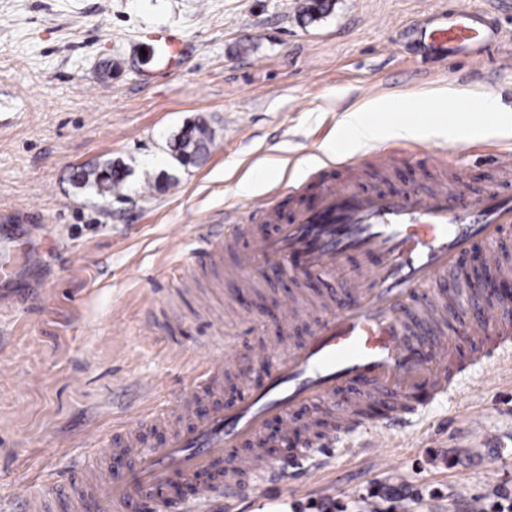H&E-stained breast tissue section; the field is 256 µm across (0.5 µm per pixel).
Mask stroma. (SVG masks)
<instances>
[{
    "label": "stroma",
    "instance_id": "1",
    "mask_svg": "<svg viewBox=\"0 0 512 512\" xmlns=\"http://www.w3.org/2000/svg\"><path fill=\"white\" fill-rule=\"evenodd\" d=\"M0 0V512L17 486L92 480L114 472V450L157 447L189 418L224 404L229 385L259 381L242 357L217 383L195 379L205 351L233 337L242 352L284 356L305 322L259 319V308L302 298L311 310L342 279L242 275L200 252L207 229L285 182L281 216L314 202L304 180L326 160L346 111L390 96L417 108L452 92L433 120L482 122L459 100L482 92L512 114V0ZM485 10L499 36L473 59L425 58L415 33L433 12ZM184 40L183 64L149 76L143 34ZM205 122L207 155L180 164L171 143ZM510 134L447 144V164L424 166L415 140L394 139L338 167L330 180L364 190L470 198L512 184L490 149ZM112 163L120 195L85 184ZM168 175L172 184L158 188ZM157 325L143 338L144 321ZM465 400L439 398L406 431L363 447L340 443L311 500L279 486L262 512H474L512 499V378L492 365ZM150 382L143 392L138 382ZM158 409L121 421L125 407Z\"/></svg>",
    "mask_w": 512,
    "mask_h": 512
}]
</instances>
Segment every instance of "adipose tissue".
<instances>
[{
	"label": "adipose tissue",
	"mask_w": 512,
	"mask_h": 512,
	"mask_svg": "<svg viewBox=\"0 0 512 512\" xmlns=\"http://www.w3.org/2000/svg\"><path fill=\"white\" fill-rule=\"evenodd\" d=\"M403 105L390 97H378L349 110L335 139L325 143V155L338 151L355 152L391 139L428 138L448 142H463L479 135V128L468 124H433L425 121L403 122L393 115Z\"/></svg>",
	"instance_id": "obj_1"
}]
</instances>
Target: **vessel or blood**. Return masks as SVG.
Returning a JSON list of instances; mask_svg holds the SVG:
<instances>
[{
  "label": "vessel or blood",
  "instance_id": "1",
  "mask_svg": "<svg viewBox=\"0 0 512 512\" xmlns=\"http://www.w3.org/2000/svg\"><path fill=\"white\" fill-rule=\"evenodd\" d=\"M496 32L482 11L434 12L418 44L431 58H468L484 51ZM150 40L165 63L184 54L172 32L152 33ZM249 208L278 229L271 234L253 224L225 225V243H247L238 259L242 269L274 271L293 262L304 273H331L352 259L350 279L332 291L331 311L286 356L275 360L267 350L249 352L268 376L259 393L205 411L161 447L141 452L135 467L92 486L94 512H209L227 501L252 505L289 482V465L310 460L313 468L293 483L295 491L305 492L316 483V461L364 427L359 407L381 401L386 411L379 429L389 434L408 425L420 392L458 394L461 384L475 385L476 368L491 359L512 375V303L482 300L457 271L460 257L476 242L498 239L504 225L512 224L511 189L461 202L442 189L390 195L332 185L315 208L285 225L270 197L256 198ZM452 348L466 352V359L450 362ZM237 353L228 340L210 349L202 377H213ZM319 405L331 415L327 429L304 432L260 468L234 467L223 483H214L224 460L235 459L268 420L285 429L305 407ZM177 477L193 482L190 499L175 505L154 497L155 489ZM63 491L53 485L35 497L21 486L13 500L23 512H54Z\"/></svg>",
  "mask_w": 512,
  "mask_h": 512
}]
</instances>
